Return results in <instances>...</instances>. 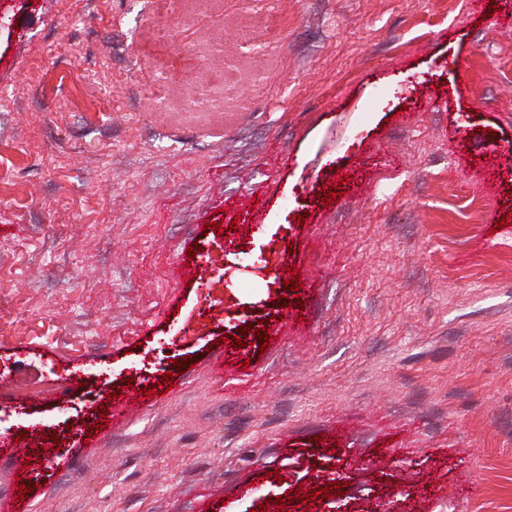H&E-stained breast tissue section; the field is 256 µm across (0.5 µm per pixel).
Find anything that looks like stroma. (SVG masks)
Wrapping results in <instances>:
<instances>
[{
	"mask_svg": "<svg viewBox=\"0 0 512 512\" xmlns=\"http://www.w3.org/2000/svg\"><path fill=\"white\" fill-rule=\"evenodd\" d=\"M181 8L0 0V443L59 449L25 512H512V0ZM192 43L225 111L148 93L194 87ZM305 273L302 334L278 299ZM263 319L282 342L231 346ZM129 378L155 395L100 427Z\"/></svg>",
	"mask_w": 512,
	"mask_h": 512,
	"instance_id": "35a3bbf8",
	"label": "stroma"
}]
</instances>
